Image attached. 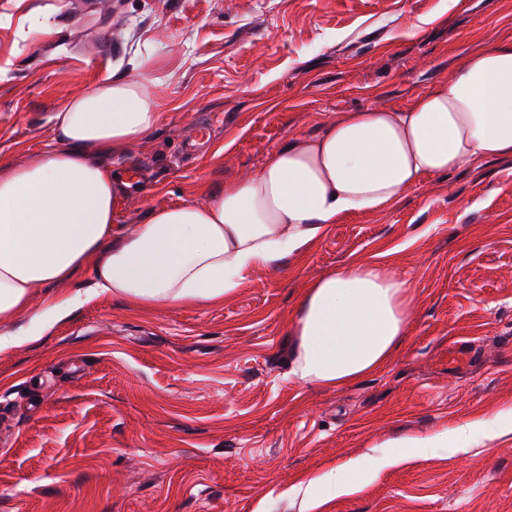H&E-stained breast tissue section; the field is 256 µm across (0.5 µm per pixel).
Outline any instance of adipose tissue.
Returning <instances> with one entry per match:
<instances>
[{"instance_id":"obj_1","label":"adipose tissue","mask_w":512,"mask_h":512,"mask_svg":"<svg viewBox=\"0 0 512 512\" xmlns=\"http://www.w3.org/2000/svg\"><path fill=\"white\" fill-rule=\"evenodd\" d=\"M160 118L138 83L106 78L54 113L55 148L0 169V324L90 258L100 292L142 306L220 303L246 273L304 250L339 216L380 209L473 160L512 155V39L404 110L345 113L274 151L232 190L150 209L144 224L120 231L130 183L106 156ZM413 299L410 280L371 261L328 271L295 314L294 376L336 387L382 369L408 332ZM72 304L47 298L25 334L0 335V349L42 335ZM494 430L477 420L402 445L464 455L476 434Z\"/></svg>"}]
</instances>
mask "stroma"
I'll return each mask as SVG.
<instances>
[{
    "label": "stroma",
    "instance_id": "stroma-1",
    "mask_svg": "<svg viewBox=\"0 0 512 512\" xmlns=\"http://www.w3.org/2000/svg\"><path fill=\"white\" fill-rule=\"evenodd\" d=\"M512 39V0H0V158L53 146L51 118L98 81L141 84L158 125L111 154L136 167L120 223L204 200L344 113L399 111ZM210 139L199 146L200 131ZM359 259L415 299L390 362L333 389L292 374L309 285ZM0 350V512H512V432L467 455L407 437L512 421V156L477 159L384 207L340 216L307 251L217 305L145 307L91 288ZM469 362L448 369V345ZM339 473L343 495L313 487Z\"/></svg>",
    "mask_w": 512,
    "mask_h": 512
}]
</instances>
